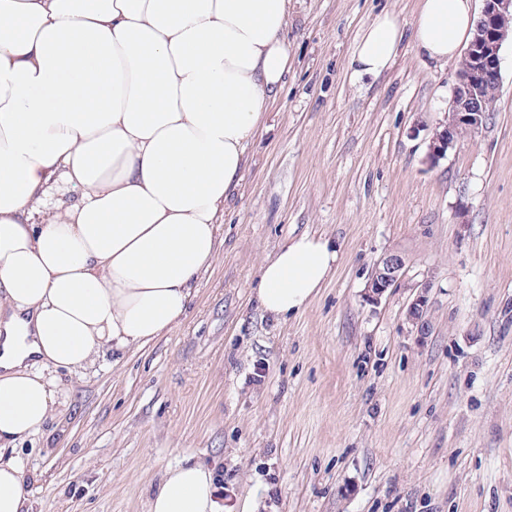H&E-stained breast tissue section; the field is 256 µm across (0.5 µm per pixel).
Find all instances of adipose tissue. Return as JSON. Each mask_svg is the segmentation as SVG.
Segmentation results:
<instances>
[{"instance_id": "adipose-tissue-1", "label": "adipose tissue", "mask_w": 512, "mask_h": 512, "mask_svg": "<svg viewBox=\"0 0 512 512\" xmlns=\"http://www.w3.org/2000/svg\"><path fill=\"white\" fill-rule=\"evenodd\" d=\"M291 0H0V512H27L18 442L54 416L56 370L180 324L218 254L224 200L290 67ZM473 0L378 15L352 52L379 75L404 37L455 57ZM338 258L288 240L255 297L302 311ZM149 512H222L216 474L169 469Z\"/></svg>"}]
</instances>
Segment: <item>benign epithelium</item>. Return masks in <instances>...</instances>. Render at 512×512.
Masks as SVG:
<instances>
[{"label": "benign epithelium", "mask_w": 512, "mask_h": 512, "mask_svg": "<svg viewBox=\"0 0 512 512\" xmlns=\"http://www.w3.org/2000/svg\"><path fill=\"white\" fill-rule=\"evenodd\" d=\"M512 18V0H484V6L476 22L474 37L465 56L470 66L457 71L452 112L442 129L433 133L429 142V157L438 161L458 141L459 128L472 132L484 125L485 113L491 111L487 94L500 86V50L509 36L506 20ZM405 259L398 253L382 256L374 265L365 292L366 300L376 303L403 274ZM426 296L419 293L409 304L407 319L421 336L430 332L425 318Z\"/></svg>", "instance_id": "7a95c632"}]
</instances>
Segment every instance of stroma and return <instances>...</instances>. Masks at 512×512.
<instances>
[{
	"instance_id": "obj_1",
	"label": "stroma",
	"mask_w": 512,
	"mask_h": 512,
	"mask_svg": "<svg viewBox=\"0 0 512 512\" xmlns=\"http://www.w3.org/2000/svg\"><path fill=\"white\" fill-rule=\"evenodd\" d=\"M421 4L292 0L218 260L171 332L57 372L53 419L17 448L28 512H148L189 462L216 467L224 512H512V40L486 124L431 162L458 60L407 36L380 75L350 66L377 14L408 32ZM305 233L336 241L334 271L267 315L259 268ZM391 252L404 274L369 303ZM422 292L427 336L406 320Z\"/></svg>"
}]
</instances>
